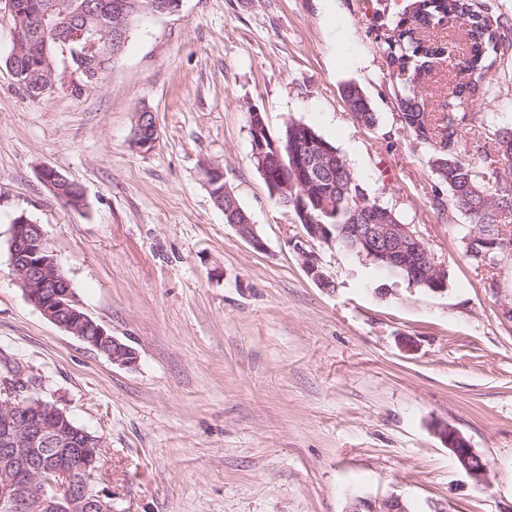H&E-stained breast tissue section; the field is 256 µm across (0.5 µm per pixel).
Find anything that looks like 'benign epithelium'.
I'll return each instance as SVG.
<instances>
[{
  "label": "benign epithelium",
  "instance_id": "obj_1",
  "mask_svg": "<svg viewBox=\"0 0 512 512\" xmlns=\"http://www.w3.org/2000/svg\"><path fill=\"white\" fill-rule=\"evenodd\" d=\"M181 0H145L141 9L149 14L171 13ZM128 18L119 4L107 0H47L30 25L14 30L10 54L11 72L21 78L29 61L41 53L42 36L49 30L60 33L55 45L64 62L87 85H93L108 70L112 56L119 53L126 37ZM149 111L138 113L132 145L140 152L152 150L157 142V127L148 122ZM253 159L266 171L270 160L280 165V149L269 133L262 113H249ZM210 197L221 210L226 209L224 169L210 166L203 172ZM41 179L57 198L67 179L56 169L45 166ZM312 214L299 207L295 222H305L310 237L332 243L333 235L325 224H312ZM233 229L255 250L266 243L254 224H235ZM350 240L359 246V256L377 259L409 274L421 282L440 281L448 270L436 263L427 244L410 224H355ZM307 274L317 283L326 281L318 258L297 246ZM11 265L27 298L42 315L64 332L71 334L106 355L112 363L131 367L138 361L134 348L115 338L80 307L69 281L50 248L41 225L21 214L11 225L8 240ZM29 381L24 374L8 371L0 376V478L9 491L7 512H112V502L101 491L72 478L87 472L99 461L103 440L73 425L68 412L40 398L25 395ZM448 449L460 461L461 469L481 486L486 483L487 466L469 441L457 430L439 431ZM37 445L53 447L57 463L47 468L31 464V451ZM346 512H408L398 496L383 499L358 497Z\"/></svg>",
  "mask_w": 512,
  "mask_h": 512
}]
</instances>
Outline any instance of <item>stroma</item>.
Here are the masks:
<instances>
[{
	"label": "stroma",
	"mask_w": 512,
	"mask_h": 512,
	"mask_svg": "<svg viewBox=\"0 0 512 512\" xmlns=\"http://www.w3.org/2000/svg\"><path fill=\"white\" fill-rule=\"evenodd\" d=\"M409 0H182L129 32L102 79L56 61L33 95L7 59L0 0V361L34 396L101 436L96 484L114 512H345L401 497L411 512H512V266L479 269L434 201L429 147L404 130L380 44ZM359 85L379 122L361 126L341 89ZM463 145L481 158L512 128V48L483 82ZM272 135L312 126L448 270L446 291L393 283L341 247L310 240L269 198L251 159L249 108ZM155 147L131 140L141 111ZM250 214L265 251L224 222L202 169ZM50 166L84 207L57 199ZM41 224L75 296L132 346L127 368L50 323L10 265L14 219ZM315 252L331 288L305 272ZM499 282L487 286L488 278ZM487 463L483 488L437 430Z\"/></svg>",
	"instance_id": "stroma-1"
}]
</instances>
